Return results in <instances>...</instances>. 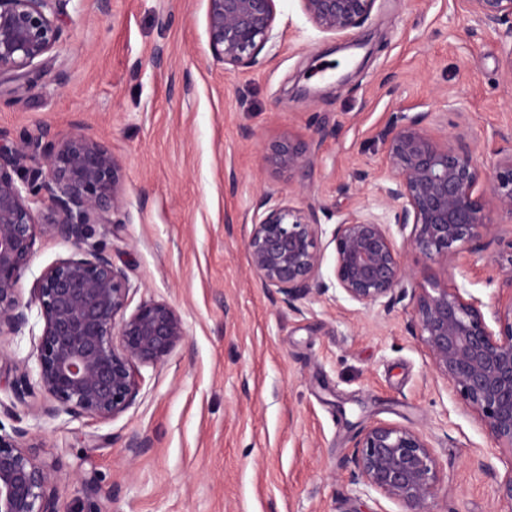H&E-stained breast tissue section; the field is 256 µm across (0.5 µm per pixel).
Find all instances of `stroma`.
I'll return each instance as SVG.
<instances>
[{
    "label": "stroma",
    "instance_id": "35a3bbf8",
    "mask_svg": "<svg viewBox=\"0 0 512 512\" xmlns=\"http://www.w3.org/2000/svg\"><path fill=\"white\" fill-rule=\"evenodd\" d=\"M275 8L271 40L228 73L209 48L207 0H109L105 11L69 0L62 38L39 60L47 77L25 89L0 80V142L79 131L111 153L128 218L94 240L129 278L128 311L164 301L187 328L164 363L140 367L136 398L108 421L46 414L40 396L15 400L32 341L0 335V431H24L38 460L58 466L64 512H400L350 483L356 434L377 421L428 436L440 462L433 512H512L501 489L512 450L435 371L406 303L345 299L329 248L328 292L291 305L255 280L246 251L264 192L299 207L305 182L328 232L373 201L387 170L378 134L398 112L425 115L437 139L466 143L491 173L497 151L512 148V37L459 0H375L361 27L337 36L300 0ZM355 40L366 57L341 50ZM328 70L350 79L320 81ZM285 138L308 145L292 175L265 160ZM72 253L39 237L22 294ZM404 263L495 299L485 254L463 252L449 270L415 251Z\"/></svg>",
    "mask_w": 512,
    "mask_h": 512
}]
</instances>
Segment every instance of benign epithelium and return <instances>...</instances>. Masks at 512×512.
Instances as JSON below:
<instances>
[{
	"label": "benign epithelium",
	"mask_w": 512,
	"mask_h": 512,
	"mask_svg": "<svg viewBox=\"0 0 512 512\" xmlns=\"http://www.w3.org/2000/svg\"><path fill=\"white\" fill-rule=\"evenodd\" d=\"M68 0H0V76L41 77L35 60L61 39L58 16ZM325 33L342 34L364 24L375 0H300ZM480 22L508 25L512 0H462ZM275 0H208L207 31L213 56L232 72L249 64L272 38ZM387 172L377 208L340 216L331 233L334 278L345 298L364 308L388 310L409 300L411 323L436 372L463 407L476 414L488 436L512 450V246L488 255L495 303L464 297L437 281L428 285L407 273L404 253L417 251L444 269L463 250L484 252L498 225L483 211L480 170L471 149L440 144L424 116H394L381 133ZM23 139L0 145V334L20 332L37 307L42 321L32 357L13 387L22 401L39 391L53 404L50 415H86L101 421L124 412L140 387L138 367H156L185 341V321L163 301L148 300L128 315L131 285L112 256L89 243L92 226L108 231L126 223L112 155L75 132L42 151ZM306 146L289 139L270 146L267 162L281 171L303 168ZM485 190L496 209L512 217V153L501 155ZM321 206L279 202L254 221L247 240L250 272L288 301L328 291L321 268ZM70 242L72 256L46 268L23 300L19 282L37 237ZM23 432L0 433V512H60L59 476L22 446ZM350 482L364 494L393 499L401 512H432L439 463L426 435L376 422L356 437Z\"/></svg>",
	"instance_id": "obj_1"
}]
</instances>
